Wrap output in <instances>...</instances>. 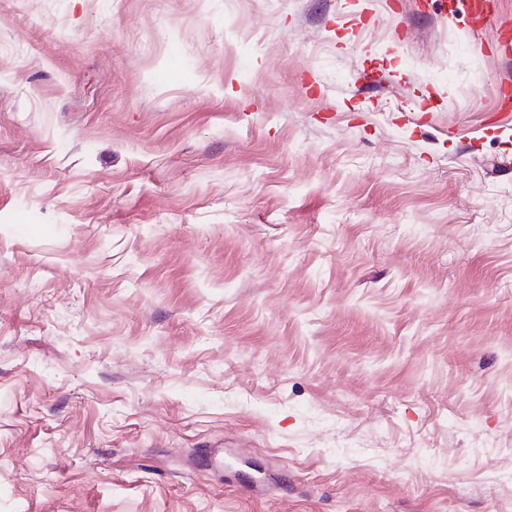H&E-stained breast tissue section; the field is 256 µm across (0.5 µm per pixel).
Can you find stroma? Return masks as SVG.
I'll return each mask as SVG.
<instances>
[{
	"mask_svg": "<svg viewBox=\"0 0 512 512\" xmlns=\"http://www.w3.org/2000/svg\"><path fill=\"white\" fill-rule=\"evenodd\" d=\"M0 0V512H512V0Z\"/></svg>",
	"mask_w": 512,
	"mask_h": 512,
	"instance_id": "1",
	"label": "stroma"
}]
</instances>
